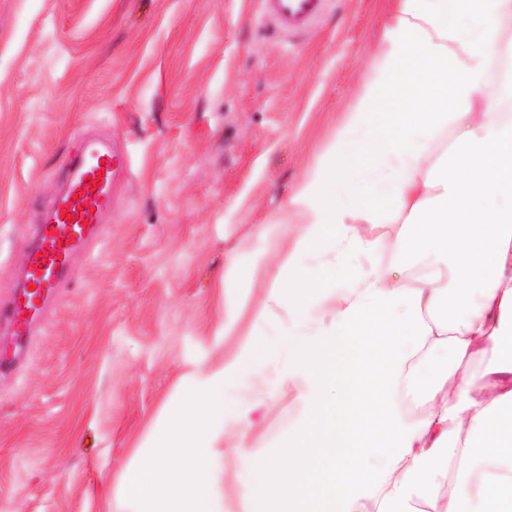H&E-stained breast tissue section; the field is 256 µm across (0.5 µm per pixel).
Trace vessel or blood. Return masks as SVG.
Listing matches in <instances>:
<instances>
[{
  "mask_svg": "<svg viewBox=\"0 0 512 512\" xmlns=\"http://www.w3.org/2000/svg\"><path fill=\"white\" fill-rule=\"evenodd\" d=\"M328 0H259L263 14L287 34L307 29ZM130 168L128 155L97 136L84 137L66 164L63 188L27 252L8 321L15 352L31 343L33 328L73 275L74 258L98 239L112 212V189Z\"/></svg>",
  "mask_w": 512,
  "mask_h": 512,
  "instance_id": "vessel-or-blood-1",
  "label": "vessel or blood"
}]
</instances>
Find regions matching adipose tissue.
Listing matches in <instances>:
<instances>
[{
	"instance_id": "adipose-tissue-1",
	"label": "adipose tissue",
	"mask_w": 512,
	"mask_h": 512,
	"mask_svg": "<svg viewBox=\"0 0 512 512\" xmlns=\"http://www.w3.org/2000/svg\"><path fill=\"white\" fill-rule=\"evenodd\" d=\"M274 221L297 231L288 253L224 273L219 332L246 317V340L182 375L105 494L125 512H224L234 395L268 370L267 399L292 388L298 412L277 447L239 449L243 512H512V0H392ZM362 336L383 340L364 393ZM355 396L360 428L342 411Z\"/></svg>"
}]
</instances>
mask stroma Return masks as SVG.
I'll return each mask as SVG.
<instances>
[{
    "label": "stroma",
    "instance_id": "stroma-1",
    "mask_svg": "<svg viewBox=\"0 0 512 512\" xmlns=\"http://www.w3.org/2000/svg\"><path fill=\"white\" fill-rule=\"evenodd\" d=\"M391 0H329L287 38L255 0H0V306L88 132L131 169L27 361L0 372V512H124L116 482L192 366L219 365L221 280L322 151ZM244 393L277 445L293 393Z\"/></svg>",
    "mask_w": 512,
    "mask_h": 512
}]
</instances>
